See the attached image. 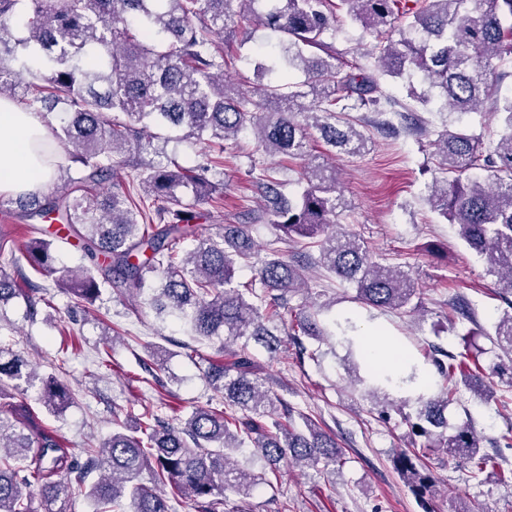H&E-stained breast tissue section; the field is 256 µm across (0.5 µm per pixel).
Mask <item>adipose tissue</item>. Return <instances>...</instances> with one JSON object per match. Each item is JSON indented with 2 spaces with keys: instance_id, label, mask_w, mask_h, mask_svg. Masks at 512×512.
Wrapping results in <instances>:
<instances>
[{
  "instance_id": "adipose-tissue-1",
  "label": "adipose tissue",
  "mask_w": 512,
  "mask_h": 512,
  "mask_svg": "<svg viewBox=\"0 0 512 512\" xmlns=\"http://www.w3.org/2000/svg\"><path fill=\"white\" fill-rule=\"evenodd\" d=\"M51 130L43 113L19 108L0 96V194H36L49 184L53 170L39 161L36 140H51Z\"/></svg>"
}]
</instances>
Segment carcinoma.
Here are the masks:
<instances>
[{"mask_svg": "<svg viewBox=\"0 0 512 512\" xmlns=\"http://www.w3.org/2000/svg\"><path fill=\"white\" fill-rule=\"evenodd\" d=\"M278 1L282 6L259 13L258 0H0V96L35 112L51 103L65 114L52 128L53 140L36 146L38 158L53 167V192L21 204L25 216L55 227L19 246L4 224L0 254L20 250L35 273L55 276L56 287L78 305L94 304L106 287L130 297L150 290L157 315L183 314L195 335L222 339L227 355L205 370L224 408H197L178 425L150 409L134 425L117 416L110 436L77 455L29 413L13 404L1 409L0 512H34L35 496L41 512H71L81 495L94 512H176L182 498L195 512H224L230 498L246 497L259 484L277 485L283 465L336 471V440L267 386L250 344L271 359L291 342L318 360L320 350L308 348L306 337L332 338L355 351L356 338L339 321L334 335L312 314L286 319L289 300L312 266L355 284L356 300L368 307H419L411 270L381 264L363 239L334 224L343 195L328 159L368 150L364 134L336 115L337 105L353 99L381 114L414 111L379 95L388 78L423 73L450 117L493 101L502 124L497 139L485 142L452 123L437 134L433 144L451 177L432 186L428 201L483 260L497 287L512 294V93H500L512 73L499 68L512 54V0H339L378 39L372 73L336 62L326 46L336 24L332 0H270ZM234 16L245 32L260 27L280 34L276 52H254V74L272 79L251 90L224 80V44L215 35ZM296 70L306 80L286 82ZM312 129L325 152H312ZM247 131L266 154L303 161L295 200L283 197L275 178H261L258 186L269 223L290 241L317 239L318 254L291 263L273 249L257 269L260 287L241 289L234 275L252 258L247 225L222 224L204 235L194 210L203 201L224 200L219 185L175 160L146 162L140 155L165 153L155 145L160 140L205 138L218 147L215 165L222 167L221 155ZM125 168L134 171L126 185L117 180ZM474 168L485 175H470ZM109 182L105 194L89 193ZM81 189L86 193L77 194ZM187 189L191 204L182 201ZM63 233L82 241L81 259L90 264L55 267L54 240ZM189 241L193 248L184 256ZM23 295L36 316V301L0 267V305ZM494 336L508 360L499 374L512 386V313L494 323ZM358 356L368 376L356 382L375 401L379 419H389L398 401L418 404L405 421L425 442L396 457L416 496L424 497L430 485L423 463L429 451L461 462L470 478L499 465L480 453L476 433L448 427V404L461 388L490 398L469 354L433 349L436 379L415 365L399 377L366 352ZM10 381L39 382L38 401L51 413L70 404L66 384L39 375L20 352L0 346L1 400ZM247 452L262 462L261 470L231 459Z\"/></svg>", "mask_w": 512, "mask_h": 512, "instance_id": "obj_1", "label": "carcinoma"}]
</instances>
